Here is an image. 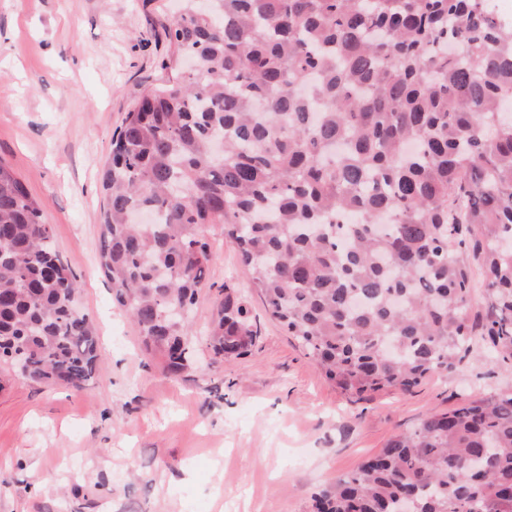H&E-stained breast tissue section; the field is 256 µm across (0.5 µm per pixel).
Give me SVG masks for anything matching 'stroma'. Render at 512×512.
Returning <instances> with one entry per match:
<instances>
[{
    "mask_svg": "<svg viewBox=\"0 0 512 512\" xmlns=\"http://www.w3.org/2000/svg\"><path fill=\"white\" fill-rule=\"evenodd\" d=\"M181 0H0V163L42 204L80 285L100 367L86 388L39 386L0 362V512H311V497L395 434L512 373L473 350L412 392L344 394L294 345L209 224L212 276L192 310L205 372L175 378L143 353L99 262L112 134L163 84ZM231 285L260 332L215 367L202 341Z\"/></svg>",
    "mask_w": 512,
    "mask_h": 512,
    "instance_id": "obj_1",
    "label": "stroma"
}]
</instances>
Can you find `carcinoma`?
<instances>
[{
    "label": "carcinoma",
    "mask_w": 512,
    "mask_h": 512,
    "mask_svg": "<svg viewBox=\"0 0 512 512\" xmlns=\"http://www.w3.org/2000/svg\"><path fill=\"white\" fill-rule=\"evenodd\" d=\"M167 35L171 77L112 134L100 224L112 301L164 371H205L190 315L207 224L345 394L410 392L476 346L512 357V18L494 0H210ZM77 294L42 205L0 163V361L84 388L99 349ZM258 336L224 285L209 365ZM404 502L512 512V392L426 415L314 512Z\"/></svg>",
    "instance_id": "obj_1"
}]
</instances>
